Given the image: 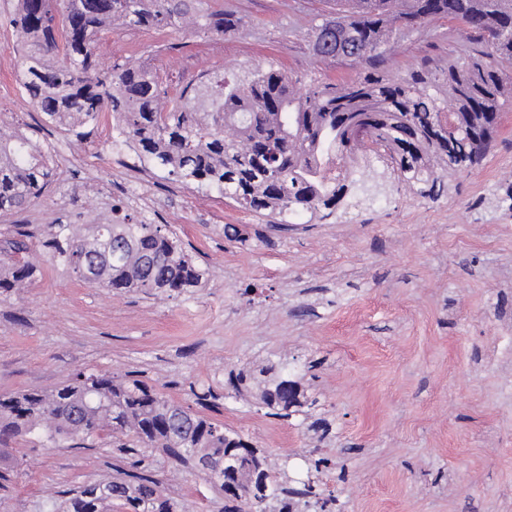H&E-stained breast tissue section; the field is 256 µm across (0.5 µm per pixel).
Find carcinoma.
<instances>
[{"instance_id": "cac0c4a2", "label": "carcinoma", "mask_w": 512, "mask_h": 512, "mask_svg": "<svg viewBox=\"0 0 512 512\" xmlns=\"http://www.w3.org/2000/svg\"><path fill=\"white\" fill-rule=\"evenodd\" d=\"M341 34H358L369 49L350 82L305 86L280 69H256L229 85L222 76L188 82L164 110L158 78L139 63L99 73L96 46L118 23L129 28L174 27L190 22L203 33L239 29V19L208 12L200 0H17L14 23L23 38V88L45 125L66 131L112 113L121 142L168 179L217 192L242 209L271 218L308 213L336 215L355 190L352 173L334 180L323 161L333 153L354 159L362 140L355 122L374 132V153L420 195L438 198L453 173L478 165L490 151L499 112L512 102V0H323ZM448 17L484 36V46L405 77L385 75L392 25ZM59 161L18 129L0 127V215L26 210L51 186ZM114 208L98 224H52L40 246L52 261L83 281L121 294L140 291L191 294L208 269L193 261L176 233L163 224L133 221ZM32 234L18 229L0 248V295L34 280L28 259ZM287 367L241 371L237 384L262 386V402L288 416L296 400ZM174 404L141 379L83 369L49 392L0 395V488L20 475L23 457L13 447L37 436L58 447L85 440L130 437L142 448L161 444L209 486L226 491L253 482L252 493L224 500V512H292L280 473L243 436L186 408L185 433L170 415ZM130 483L113 478L85 483L51 501L47 512H183L182 500L150 475Z\"/></svg>"}]
</instances>
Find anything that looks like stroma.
Masks as SVG:
<instances>
[{"instance_id": "obj_1", "label": "stroma", "mask_w": 512, "mask_h": 512, "mask_svg": "<svg viewBox=\"0 0 512 512\" xmlns=\"http://www.w3.org/2000/svg\"><path fill=\"white\" fill-rule=\"evenodd\" d=\"M240 20L234 35L187 25L103 34V69L146 59L177 96L200 75L240 80L274 65L302 80L357 77L348 60L311 49L319 0H206ZM16 0H0V125L52 146L58 182L10 224L36 232L59 222L111 217L166 224L209 275L194 294H111L52 262L42 249L34 281L0 296V395L51 391L93 368L144 380L172 403L241 434L286 466L284 484L334 496L335 512H512V106L479 166L424 198L385 162L357 166L385 176L378 200L326 224L308 214L288 228L231 200L188 188L116 146L111 113L75 136L43 126L20 86ZM466 26L434 18L393 35L387 70L423 61L447 66L477 49ZM283 361L300 404L269 415L260 391L233 392L232 374ZM22 475L0 492V512H38L76 485L130 471L144 458L167 493L197 512H224V496L189 477L162 449L48 448L19 442ZM313 457L327 469L309 467Z\"/></svg>"}]
</instances>
